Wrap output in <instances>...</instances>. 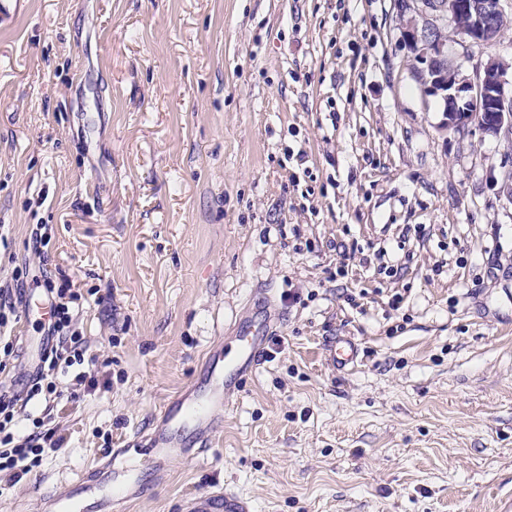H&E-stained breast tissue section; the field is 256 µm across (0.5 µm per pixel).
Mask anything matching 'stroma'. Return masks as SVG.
<instances>
[{"instance_id": "1", "label": "stroma", "mask_w": 512, "mask_h": 512, "mask_svg": "<svg viewBox=\"0 0 512 512\" xmlns=\"http://www.w3.org/2000/svg\"><path fill=\"white\" fill-rule=\"evenodd\" d=\"M24 2L0 22V283L24 266L69 279L96 384L55 401L60 449L18 483L0 472V512H45L137 444L260 288L281 319L216 448L127 512H184L216 486L254 512H503L512 134L445 128L395 0ZM461 41L464 75L512 70V28ZM342 243L358 246L344 278ZM378 250L399 276L366 264ZM11 329L0 384L18 386L41 323ZM337 336L359 350L344 374L325 361Z\"/></svg>"}]
</instances>
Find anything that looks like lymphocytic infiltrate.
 Wrapping results in <instances>:
<instances>
[{"mask_svg":"<svg viewBox=\"0 0 512 512\" xmlns=\"http://www.w3.org/2000/svg\"><path fill=\"white\" fill-rule=\"evenodd\" d=\"M37 285L53 301L47 328L50 344L43 353L40 365L29 374L22 390L9 386L0 388V470L11 471L17 481L29 472L45 450L61 445L51 429L15 439L11 427L19 415V404L38 396L47 400L61 398L56 380L59 374L68 369H75L76 385H85L89 380L87 372L82 369L85 361L82 342L74 328L73 306L79 299L77 292L72 291L68 280L62 275H43Z\"/></svg>","mask_w":512,"mask_h":512,"instance_id":"f902f5d3","label":"lymphocytic infiltrate"}]
</instances>
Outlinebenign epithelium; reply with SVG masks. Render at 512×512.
<instances>
[{
  "instance_id": "7a95c632",
  "label": "benign epithelium",
  "mask_w": 512,
  "mask_h": 512,
  "mask_svg": "<svg viewBox=\"0 0 512 512\" xmlns=\"http://www.w3.org/2000/svg\"><path fill=\"white\" fill-rule=\"evenodd\" d=\"M398 7L409 15L404 41L416 45L427 60L426 90L446 101L447 128L463 132L476 124L493 134L512 129V78H507V69L491 61L476 79L463 76L448 61L444 44L419 24L412 0H398ZM429 10L435 19L449 17L455 32L475 45L491 43L498 18L506 15L503 0H431Z\"/></svg>"
}]
</instances>
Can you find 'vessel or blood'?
Here are the masks:
<instances>
[{"label": "vessel or blood", "instance_id": "obj_1", "mask_svg": "<svg viewBox=\"0 0 512 512\" xmlns=\"http://www.w3.org/2000/svg\"><path fill=\"white\" fill-rule=\"evenodd\" d=\"M263 335V324L246 322L237 331L239 348L234 356L224 355L222 345H213L206 354L205 370L223 373V381L204 393L192 387L183 390L161 410L140 448V461H130L126 449H113L99 467L49 497L52 512H98L99 506L105 504L112 506L114 512H122L125 504L140 496L142 472H149L160 482L171 461L194 459L208 450L238 380L263 362ZM357 356L355 343L341 338L330 345L326 360L332 369L345 372L354 366ZM186 512H252V507L232 490H209L192 497Z\"/></svg>", "mask_w": 512, "mask_h": 512}]
</instances>
